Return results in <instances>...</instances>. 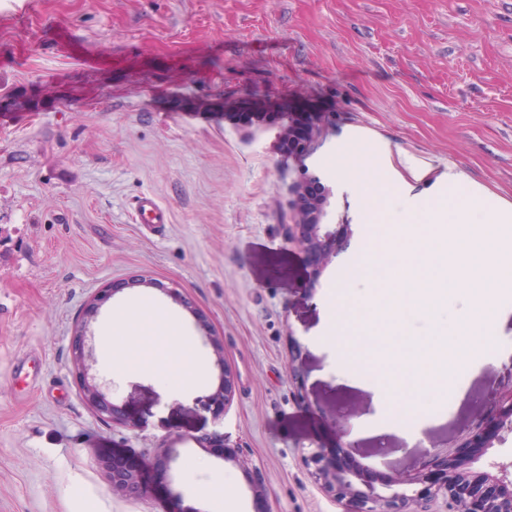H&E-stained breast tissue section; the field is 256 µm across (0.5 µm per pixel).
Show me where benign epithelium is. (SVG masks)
Returning a JSON list of instances; mask_svg holds the SVG:
<instances>
[{"mask_svg":"<svg viewBox=\"0 0 512 512\" xmlns=\"http://www.w3.org/2000/svg\"><path fill=\"white\" fill-rule=\"evenodd\" d=\"M321 127H310L304 140H299L294 126L284 131V141L297 144L292 154L303 158L312 153L321 136ZM294 223L288 225V242L296 245L308 257L311 267L310 286H315L322 272L347 244L351 235L348 224H326L328 190L314 178H301L293 186ZM111 296V290L95 293L85 306L75 328L74 363L81 377L84 396L92 409L118 421L122 407L109 400L103 386L88 377V361L92 350L85 349L90 323ZM503 414L495 422L494 437L504 432L512 434V388L495 394ZM224 406L233 400V378L227 366H221L220 384L215 393ZM311 475L322 489L347 506L344 512H419L423 502L441 499L447 512H512V461L490 463L496 470L465 471L459 469L450 455L434 453L429 470L413 477H387L372 481L357 467L345 466L330 448L318 446L304 457ZM112 492L124 496H139L142 490L136 471L116 463H105ZM422 488H417V485Z\"/></svg>","mask_w":512,"mask_h":512,"instance_id":"1","label":"benign epithelium"}]
</instances>
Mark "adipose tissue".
Returning a JSON list of instances; mask_svg holds the SVG:
<instances>
[{"instance_id":"ef3b65f1","label":"adipose tissue","mask_w":512,"mask_h":512,"mask_svg":"<svg viewBox=\"0 0 512 512\" xmlns=\"http://www.w3.org/2000/svg\"><path fill=\"white\" fill-rule=\"evenodd\" d=\"M110 333L123 336V349L112 362L127 373L167 372L179 384L191 385L205 376L191 341L183 336L174 318L154 304L136 303L113 319Z\"/></svg>"}]
</instances>
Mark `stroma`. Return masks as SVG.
<instances>
[{"label":"stroma","instance_id":"35a3bbf8","mask_svg":"<svg viewBox=\"0 0 512 512\" xmlns=\"http://www.w3.org/2000/svg\"><path fill=\"white\" fill-rule=\"evenodd\" d=\"M320 113L317 151L288 155L282 128ZM340 148L369 154L391 216L452 166L512 207V0H0V512H343L304 464L313 443L408 478L472 438L512 357L385 432L376 373L316 341L331 302L371 289L347 276L375 204L328 167ZM410 165L425 180L392 178ZM304 175L352 230L313 287L285 230ZM144 194L168 224L132 223ZM103 288L89 374L120 423L89 407L74 364ZM135 301L178 321L203 381L113 368L123 339L105 332ZM107 457L138 468L143 496L112 493ZM219 478L221 501L205 493Z\"/></svg>","mask_w":512,"mask_h":512}]
</instances>
